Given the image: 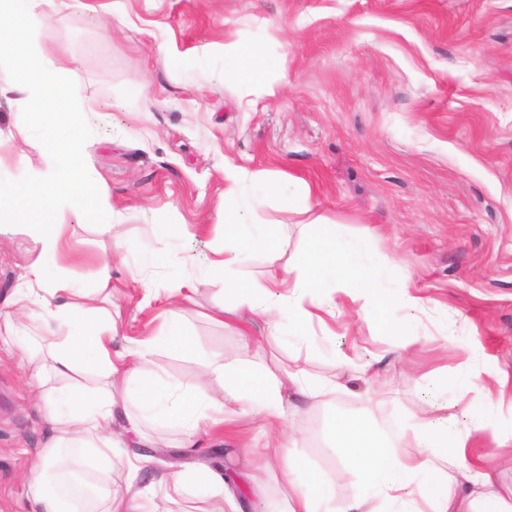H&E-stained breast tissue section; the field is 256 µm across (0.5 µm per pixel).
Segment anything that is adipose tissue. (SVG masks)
Returning a JSON list of instances; mask_svg holds the SVG:
<instances>
[{
    "label": "adipose tissue",
    "mask_w": 512,
    "mask_h": 512,
    "mask_svg": "<svg viewBox=\"0 0 512 512\" xmlns=\"http://www.w3.org/2000/svg\"><path fill=\"white\" fill-rule=\"evenodd\" d=\"M58 6L59 0H0V60H10L24 104L43 117L38 140L42 169L0 180V206L9 205L21 215L48 216L44 222L24 223L35 258L28 280L0 307V341L20 343L49 431L29 480L28 498L31 512H156L144 491L127 498L108 482L69 484L72 468L80 464L78 451L92 449L105 470L120 466L134 478L154 462L148 451L158 442L142 427L156 416L191 435L203 426L219 435L259 413L274 430L285 420L290 402L313 403L320 394L335 391L337 384L311 379L298 367L276 375L235 361L207 362L192 386L167 381L152 359L155 349L193 348L182 323L172 315L153 337L113 352L116 322L104 307L112 299L111 263L96 267L91 290L68 279L62 265L73 251L65 235V213H98L103 218L98 230L104 234L112 230V202L106 183L89 176L91 139L82 119L87 108L78 103L70 81V59L65 51L34 40L43 13ZM226 50L235 62L224 69L225 84L261 81L265 61L256 50L236 43ZM224 180V245L207 266L209 276L224 275L228 266L251 252L262 253L280 275L276 293L254 280L228 282L234 311L251 315L238 329L243 342H251L254 325L262 323L303 345L307 327L331 314L340 295L358 303L367 317L392 304L404 310L423 308V297L407 285L392 298H375V284L391 259L381 255L374 264H365L361 240L338 234L334 222L316 214L318 202L309 185L299 186L295 209L310 217L305 224L310 247L287 261L282 251L287 225L243 219L254 197L285 196L284 186L267 171L235 167L225 169ZM33 313L48 332L21 342V320ZM133 396L139 411L128 415L127 429L138 435L142 449L137 453L123 447L112 431L115 409L125 407ZM412 418L410 441L378 436L359 422L342 423L330 455L350 459L366 477L363 490L339 504L315 480L292 481L287 495L272 503L271 512H419L421 500L430 512H512V485L501 484L491 465L501 449L512 447V432L493 433L490 443L477 446L475 437L485 431V424L478 421L472 431H456L455 406L445 402L420 408ZM283 446L274 437L265 441L262 452L268 463L249 474L244 497L231 491L220 470L206 462L171 471L160 482L171 495L189 502L188 512H247L249 496L264 493L271 464L280 459Z\"/></svg>",
    "instance_id": "adipose-tissue-1"
}]
</instances>
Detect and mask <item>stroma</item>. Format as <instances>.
<instances>
[{
	"label": "stroma",
	"instance_id": "1",
	"mask_svg": "<svg viewBox=\"0 0 512 512\" xmlns=\"http://www.w3.org/2000/svg\"><path fill=\"white\" fill-rule=\"evenodd\" d=\"M46 12L36 34L67 49L72 78L89 117L93 176L112 195L111 235L90 230L92 215L66 214L78 243L67 275L93 287V271L112 264L114 349L157 333L177 314L195 353L158 348L153 360L170 381L195 384L200 357L245 360L271 369L299 366L311 375L341 374L340 358L363 365L346 390L290 411L282 436L289 456L328 483L337 502L364 485L352 465L326 448L338 425L356 420L374 432L411 436L410 414L444 401L440 386L469 362L475 392L456 427L491 416L512 430L478 390L498 393L497 371L512 369V0H95ZM130 22L103 35L112 6ZM239 42L266 61L263 84H224V46ZM0 64V160L5 176L38 169L36 141L18 127L34 122ZM264 169L286 185L308 184L320 211L341 233L372 234L371 249L393 258V284L408 283L426 304L408 314L389 308L390 328L366 321L347 297L326 325L286 349L264 328L243 347L234 326L209 315L225 303L224 283L203 268L224 239V170ZM253 218L289 225L284 250L306 247L298 226L308 217L275 199H257ZM162 224L178 225L172 238ZM165 250L166 262L148 263ZM34 259L16 226H0V306ZM161 286L191 278V301L146 300L143 279ZM421 336L395 347L404 325ZM18 349L0 350V512H29L25 477L45 439ZM147 430L186 462L208 458L212 442L185 445L183 429L151 422ZM262 419L225 436L233 477L262 462Z\"/></svg>",
	"mask_w": 512,
	"mask_h": 512
}]
</instances>
